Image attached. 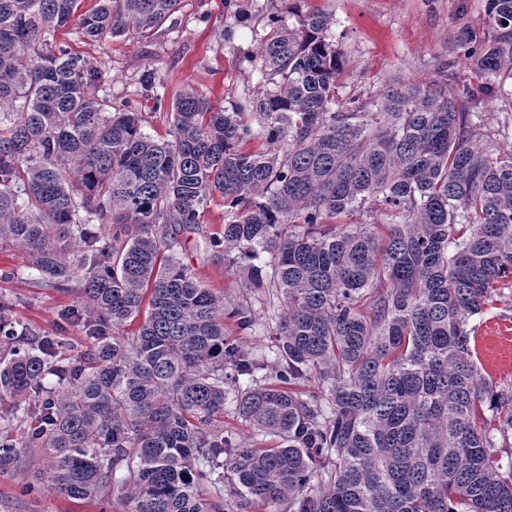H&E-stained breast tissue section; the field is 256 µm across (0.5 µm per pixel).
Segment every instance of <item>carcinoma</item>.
I'll list each match as a JSON object with an SVG mask.
<instances>
[{
	"instance_id": "1",
	"label": "carcinoma",
	"mask_w": 512,
	"mask_h": 512,
	"mask_svg": "<svg viewBox=\"0 0 512 512\" xmlns=\"http://www.w3.org/2000/svg\"><path fill=\"white\" fill-rule=\"evenodd\" d=\"M78 2L0 0V248L24 249L45 286L80 282L60 317L89 339L69 357L62 337L17 329L0 301V400L16 402L0 473L16 470V449L46 448L61 494L107 490L132 512H224L234 500L512 512L499 458L512 446V389L481 377L471 348L472 319L512 278V152L493 149L469 111L512 81V0H487L489 39L471 25L455 35L484 82L450 96L442 70L386 87L375 112L338 96L329 14L292 27L270 14L262 87L229 110L181 90L170 141L143 133L133 104L114 105L103 72L56 36L150 31L180 0H98L81 14ZM217 198L212 250L237 252L250 287L284 297L281 384L236 405L284 441L276 448L224 438V370L263 369L224 320L245 330L252 314L177 255ZM367 205L383 223L347 222ZM312 378L331 381L329 416L295 391Z\"/></svg>"
}]
</instances>
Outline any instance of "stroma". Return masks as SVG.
<instances>
[{
    "mask_svg": "<svg viewBox=\"0 0 512 512\" xmlns=\"http://www.w3.org/2000/svg\"><path fill=\"white\" fill-rule=\"evenodd\" d=\"M288 0H181L180 8L161 27L145 33L105 36L96 42L72 39L73 48L101 69L104 92L114 103L131 100L142 116L145 133L165 139L173 129L168 100L190 87L214 107L230 108L244 90L262 84L260 49L268 28L266 17L276 13L286 24L296 18ZM301 10L319 8L331 16L326 32L345 58L339 77L340 97L376 99L388 83H429L439 70H448V91L461 94L476 81L454 41L463 25L489 33L484 25L485 0H301ZM152 79L155 91L144 90ZM164 107H157L155 95ZM224 223V208L211 203L201 222L181 236L179 256L206 286L223 294L225 305L246 302L254 314L249 329L227 324L225 333L234 343L263 364L256 377H241V387L253 380L275 383L281 357L273 331L284 310L283 296L273 288H249L231 258L215 253L209 239ZM0 269L16 276L0 280V296L14 303L15 323L57 331V314L77 300L79 284L70 282L60 291L39 283L26 266L24 250L0 249ZM475 359L481 375L500 387H512V288L476 318ZM224 435L245 448H272L278 438L257 431L236 413L234 397H227L220 420ZM17 470L0 474V512H130L131 502L105 496L94 504L71 500L53 486L35 495L22 493L23 483L46 477L49 458L44 449L19 451Z\"/></svg>",
    "mask_w": 512,
    "mask_h": 512,
    "instance_id": "35a3bbf8",
    "label": "stroma"
}]
</instances>
